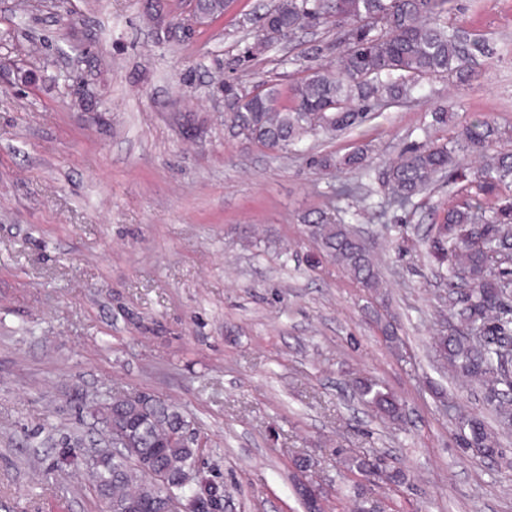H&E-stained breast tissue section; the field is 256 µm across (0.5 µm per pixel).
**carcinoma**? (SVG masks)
<instances>
[{
    "mask_svg": "<svg viewBox=\"0 0 512 512\" xmlns=\"http://www.w3.org/2000/svg\"><path fill=\"white\" fill-rule=\"evenodd\" d=\"M452 0H277L261 17L260 32L247 47L255 56L300 32L334 27L344 53L307 70L283 102L273 85L250 95L246 87L216 81L224 91V127L235 138L278 151H298L311 135L333 136L363 124L380 102L397 103L411 96L420 82L446 77L458 85L474 75L477 55L488 52L484 41L448 24ZM492 121L464 126L454 144L412 140L390 162L383 176L385 204L406 207L439 177L464 183L455 199L441 207L426 241L427 253L445 282L440 312L452 320L450 330L433 337L435 356L448 368L484 390L499 422L512 424V196L500 194L512 183V147ZM484 157L482 165L464 170L456 162V146ZM325 172H368L367 151L356 147L342 155L326 154L317 162ZM327 257L343 267L362 287L378 291L380 271L372 247L349 227L324 212L307 219ZM363 402L390 419L401 418L398 398L379 383L355 381ZM112 419L132 416L133 449L112 445L103 463L86 470L96 495L111 494L112 512H128L131 503L169 494L190 499L208 493L224 495L222 483L200 479L199 456L180 442L189 428L180 409L150 400L142 407L99 396L88 403ZM466 451L484 458L502 455L485 425L467 415L458 417ZM347 470L362 474L378 462L365 455L344 457ZM170 471L182 482L157 486L149 470ZM356 512H383L382 504L362 484L354 485Z\"/></svg>",
    "mask_w": 512,
    "mask_h": 512,
    "instance_id": "1",
    "label": "carcinoma"
}]
</instances>
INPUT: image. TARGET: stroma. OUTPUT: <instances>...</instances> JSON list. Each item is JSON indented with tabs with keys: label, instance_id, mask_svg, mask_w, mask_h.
<instances>
[{
	"label": "stroma",
	"instance_id": "35a3bbf8",
	"mask_svg": "<svg viewBox=\"0 0 512 512\" xmlns=\"http://www.w3.org/2000/svg\"><path fill=\"white\" fill-rule=\"evenodd\" d=\"M0 0V512H99L68 445L102 448L80 407L101 394L180 405L205 442L204 471L230 491L228 512H304L295 460L315 465L323 512H350L339 449L380 457L407 489L379 480L394 512H512V432L502 456L460 445L458 417L493 424L481 393L431 347L441 291L421 246L428 205L384 206L378 172L435 105L444 138L485 117L512 131V0H455L448 19L493 48L464 86L424 80L342 136L284 154L224 131L215 71L281 91L304 76L319 28L257 56L246 49L275 0H232L190 41L159 42L143 0ZM87 78L92 100L17 70ZM196 111L204 140L184 137ZM365 147L374 175L328 174L315 161ZM375 201L351 213L344 186ZM323 210L369 243L380 292L324 256L308 216ZM393 324L399 345L381 329ZM397 395V421L364 405L354 383ZM448 394L440 404L431 387Z\"/></svg>",
	"mask_w": 512,
	"mask_h": 512
}]
</instances>
